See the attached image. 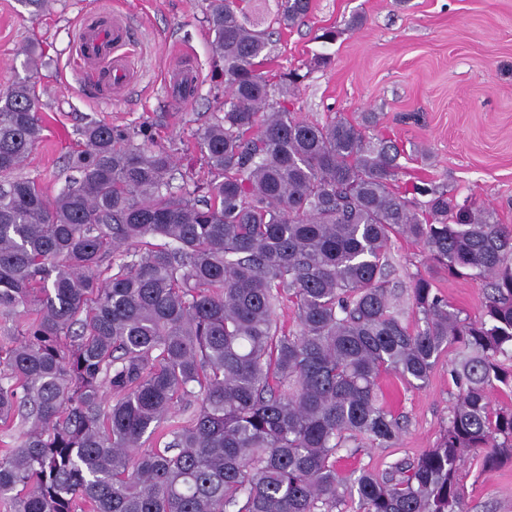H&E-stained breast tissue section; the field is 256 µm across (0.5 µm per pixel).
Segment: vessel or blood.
<instances>
[{
	"label": "vessel or blood",
	"instance_id": "obj_1",
	"mask_svg": "<svg viewBox=\"0 0 512 512\" xmlns=\"http://www.w3.org/2000/svg\"><path fill=\"white\" fill-rule=\"evenodd\" d=\"M129 24L127 15L116 12L108 18L89 15L80 28L77 51L85 69L98 82L111 87L116 97L122 96L131 86L122 53Z\"/></svg>",
	"mask_w": 512,
	"mask_h": 512
}]
</instances>
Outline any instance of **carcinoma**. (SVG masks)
<instances>
[{
	"instance_id": "1",
	"label": "carcinoma",
	"mask_w": 512,
	"mask_h": 512,
	"mask_svg": "<svg viewBox=\"0 0 512 512\" xmlns=\"http://www.w3.org/2000/svg\"><path fill=\"white\" fill-rule=\"evenodd\" d=\"M248 11L208 0L225 96L199 132L217 174L202 187L173 185L147 129L89 122L51 197L12 176L45 130L33 51L0 96V320L23 319L0 332V431H19L0 455L5 512H339L338 452L404 431L381 377L424 385L452 345L447 426L417 459L361 471L360 509L463 512L465 453L512 462V408L489 400L512 391V229L437 186H413L429 197L416 206L398 147L362 124L296 117L300 75L261 70L272 33ZM309 11L278 0L274 23ZM396 237L430 262L409 286L422 328L386 286ZM441 271L488 281L477 314L433 292Z\"/></svg>"
}]
</instances>
